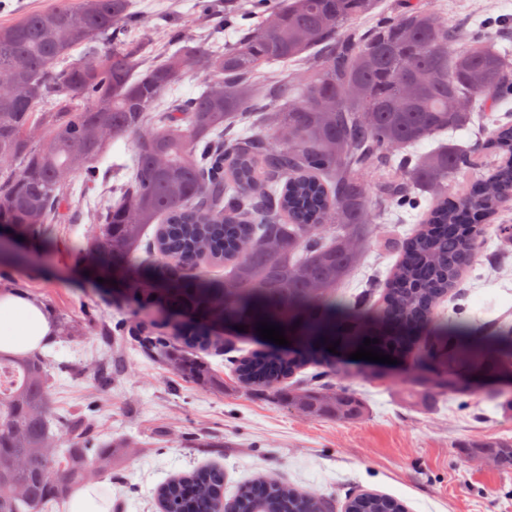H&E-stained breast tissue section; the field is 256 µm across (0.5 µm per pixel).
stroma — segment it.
Wrapping results in <instances>:
<instances>
[{
	"label": "stroma",
	"mask_w": 512,
	"mask_h": 512,
	"mask_svg": "<svg viewBox=\"0 0 512 512\" xmlns=\"http://www.w3.org/2000/svg\"><path fill=\"white\" fill-rule=\"evenodd\" d=\"M136 2L128 37L145 44L147 52L171 34L226 39L222 0ZM427 2L460 22L512 20V0ZM108 185L103 173L93 188L75 194L51 240L29 246L25 265L0 263L1 286L42 303L56 325H75L73 335L56 336L51 353L57 359L79 364L109 344L128 351L127 370L111 391L98 389L87 373H56L51 383L58 411L95 416L99 441L135 444L112 468L108 505H121L123 512H160L155 492L161 483L216 461L227 473L228 497L242 482L264 474L340 503L349 493L368 489L398 499L408 512H512V473L468 456L484 441H512V410L490 401L501 390L494 380L458 377L443 391L406 362L354 360L340 348L332 356L342 369L339 384L361 398L365 413L339 422L309 418L277 400L252 396L238 386L222 358H212L217 379L202 388L129 348L118 325L140 315L126 301L123 283L98 282L76 252L88 236L89 208ZM379 224L381 234L373 236L343 292L384 280L416 220L387 213ZM477 271L478 279L464 283L471 314L512 324V251L501 252L499 239L485 241ZM461 388L469 390L473 403L466 412L457 409Z\"/></svg>",
	"instance_id": "obj_1"
}]
</instances>
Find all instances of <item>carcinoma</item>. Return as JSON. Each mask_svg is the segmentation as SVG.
I'll use <instances>...</instances> for the list:
<instances>
[{"mask_svg": "<svg viewBox=\"0 0 512 512\" xmlns=\"http://www.w3.org/2000/svg\"><path fill=\"white\" fill-rule=\"evenodd\" d=\"M376 0H224V46L174 38L149 62L140 43L119 31L135 17L133 0H57L0 26V231L42 243L74 194L99 176L112 145L132 139L131 163H113L128 180L97 202L79 257L127 281V300L143 312L190 314L194 329L159 334L143 321L123 324L145 356L201 387L214 382L207 355L224 357L237 383L288 409L340 422L361 417L359 398L339 386L340 366L325 344L356 347L367 338L448 386L479 371L512 374V327L471 328L468 305L438 312L473 269L500 201L512 196V122L494 112L512 100V50L473 30L441 21L422 0H402L360 35L351 28ZM288 71L258 83L259 68ZM304 65L293 71L288 65ZM212 79L198 95L167 101L189 71ZM496 125L480 144L499 156L487 176L471 153L439 144L412 148L441 133ZM394 171L375 201L365 171ZM471 171L468 186L453 192ZM433 205L401 247L385 290L337 296L375 233L369 210ZM154 237L143 238L151 225ZM224 267L207 275L201 266ZM266 322L294 335L300 351L241 348L215 336L226 323L250 330ZM67 362L41 353L0 352V512H66L74 491L112 474L122 441L94 447L93 420L71 411L68 436L52 426L51 370ZM311 368L313 372L304 373ZM124 369L103 358L101 386ZM47 452L51 470L26 463ZM472 457L512 471V441H490ZM162 512H336V501L264 477L224 499V469L206 466L169 477L157 489ZM344 512H406L397 499L352 493Z\"/></svg>", "mask_w": 512, "mask_h": 512, "instance_id": "obj_1", "label": "carcinoma"}]
</instances>
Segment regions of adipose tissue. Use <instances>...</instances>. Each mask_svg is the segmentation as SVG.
I'll return each mask as SVG.
<instances>
[{
  "label": "adipose tissue",
  "instance_id": "obj_1",
  "mask_svg": "<svg viewBox=\"0 0 512 512\" xmlns=\"http://www.w3.org/2000/svg\"><path fill=\"white\" fill-rule=\"evenodd\" d=\"M57 329L37 300L11 289H0V352L24 354L46 349Z\"/></svg>",
  "mask_w": 512,
  "mask_h": 512
}]
</instances>
